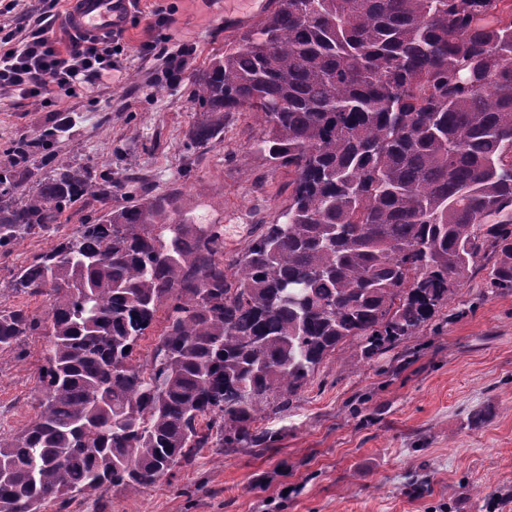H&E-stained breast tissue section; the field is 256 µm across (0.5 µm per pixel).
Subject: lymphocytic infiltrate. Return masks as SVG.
<instances>
[{
    "label": "lymphocytic infiltrate",
    "mask_w": 512,
    "mask_h": 512,
    "mask_svg": "<svg viewBox=\"0 0 512 512\" xmlns=\"http://www.w3.org/2000/svg\"><path fill=\"white\" fill-rule=\"evenodd\" d=\"M20 9L25 26L0 27V89L21 99L49 102L51 95L71 97L101 71L115 69L112 37L69 34L59 43L51 24L60 0H8Z\"/></svg>",
    "instance_id": "f902f5d3"
}]
</instances>
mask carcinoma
<instances>
[{"label":"carcinoma","instance_id":"carcinoma-1","mask_svg":"<svg viewBox=\"0 0 512 512\" xmlns=\"http://www.w3.org/2000/svg\"><path fill=\"white\" fill-rule=\"evenodd\" d=\"M194 147L254 112L292 175L280 220L224 265L221 224L144 185L12 277L43 317L0 308V351L47 336L34 419L0 434V512L138 494L196 448H249L348 341L418 335L477 259L512 293V0H277L193 78ZM59 118L0 166V252L125 188L57 158ZM41 172L34 189L19 188ZM149 360L135 357L160 309Z\"/></svg>","mask_w":512,"mask_h":512}]
</instances>
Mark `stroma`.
Segmentation results:
<instances>
[{"label": "stroma", "instance_id": "1", "mask_svg": "<svg viewBox=\"0 0 512 512\" xmlns=\"http://www.w3.org/2000/svg\"><path fill=\"white\" fill-rule=\"evenodd\" d=\"M230 36L204 0H139L112 48L118 71L93 91L56 108L0 91V149L65 109L61 160L174 195L196 223L223 225L232 262L275 223L289 177L253 152L263 122L251 112L225 113L208 148L189 146L192 75ZM53 244L32 237L0 255V306L46 314L48 297L4 284ZM492 264L478 259L419 337L371 358L349 341L290 408L262 413L273 450H196L140 494L80 495L68 512H512V293L489 290ZM47 345L29 336L0 353V432L34 418Z\"/></svg>", "mask_w": 512, "mask_h": 512}]
</instances>
